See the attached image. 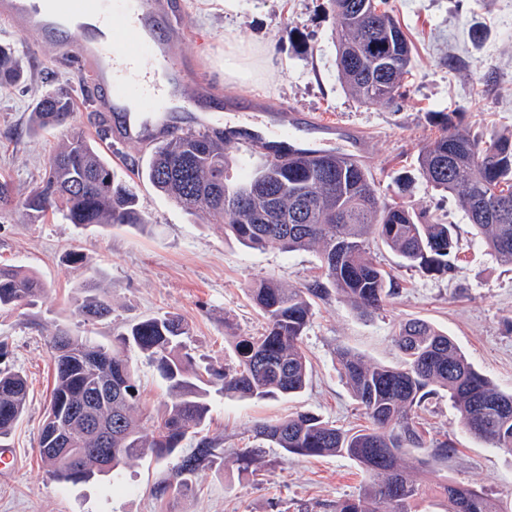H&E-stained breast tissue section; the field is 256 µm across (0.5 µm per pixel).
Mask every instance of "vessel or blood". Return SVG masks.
I'll list each match as a JSON object with an SVG mask.
<instances>
[{
	"label": "vessel or blood",
	"instance_id": "obj_1",
	"mask_svg": "<svg viewBox=\"0 0 512 512\" xmlns=\"http://www.w3.org/2000/svg\"><path fill=\"white\" fill-rule=\"evenodd\" d=\"M0 19L17 32L34 31L61 44L87 73L91 104L106 115L110 141L149 147L189 132L213 133L207 74L180 51L178 0H0ZM260 128L240 133L247 150L274 156L316 153L302 133L344 135L353 157H364L356 128L319 120L284 104L269 112L253 101Z\"/></svg>",
	"mask_w": 512,
	"mask_h": 512
}]
</instances>
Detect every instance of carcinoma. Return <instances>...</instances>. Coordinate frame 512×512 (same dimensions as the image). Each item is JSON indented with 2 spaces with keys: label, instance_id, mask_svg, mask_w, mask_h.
Masks as SVG:
<instances>
[{
  "label": "carcinoma",
  "instance_id": "carcinoma-1",
  "mask_svg": "<svg viewBox=\"0 0 512 512\" xmlns=\"http://www.w3.org/2000/svg\"><path fill=\"white\" fill-rule=\"evenodd\" d=\"M338 20L336 66L351 93L362 103L392 102L401 96L411 51L387 9L388 0H328ZM395 65L386 77L374 73L377 60ZM25 78L22 60L0 45V87ZM74 112L68 93L40 98L30 122L34 128L59 127ZM437 134L424 147L418 164L434 189L453 195L487 248L512 265V130L483 140L454 122L432 115ZM51 159L39 186L23 201L12 184L0 182V212L22 206L32 222L60 212L71 224L114 226L142 224L136 193L116 179L112 165L82 132L71 130ZM160 192L190 214L206 212L245 246L275 243L288 252L318 249L330 288H286L274 279L250 288L266 319L264 332L234 344L237 364L210 377L196 370L187 352L188 325L167 313L130 323L120 333V349L93 345L64 331L50 337L54 384L39 435V450L49 476L76 482L95 474L115 473L125 460L149 451L177 459L175 476L193 473L210 456L211 443L198 442L190 455L182 443L204 423L210 411L209 387L227 399H265L302 391L310 368L299 342L313 316L310 297L334 290L365 314L374 313L396 294L389 274L368 250L377 237L410 268L426 273L455 270L456 226L431 222L404 204L387 205L371 176L341 155L262 159L249 177L229 175L224 135H185L161 143L143 172ZM44 288L18 266H0V310L31 305ZM87 295L76 313L87 322L112 314L110 301L84 284ZM403 355L399 365L372 363L348 351L338 354L339 370L361 405L369 425L354 432L308 412L260 422L256 436L289 455L344 456L365 473L360 492L330 505L331 512H418L425 488L407 471L405 456L424 450L432 461L448 459L450 445L432 446L418 429L417 411L430 396L445 391L463 429L512 455V393L501 391L467 360L447 333L423 320L403 324L394 338ZM137 350L166 382L170 403L145 437L134 411L140 387L126 348ZM112 382V464L96 455L99 442L75 425L67 434L73 448L86 452L78 464L51 452L60 447L51 411L62 399L85 408L99 382ZM24 375L0 368V440L11 434L27 405ZM443 512H504L487 490L446 482L440 486Z\"/></svg>",
  "mask_w": 512,
  "mask_h": 512
}]
</instances>
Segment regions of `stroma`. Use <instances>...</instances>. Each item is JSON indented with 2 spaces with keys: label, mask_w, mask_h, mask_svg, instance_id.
<instances>
[{
  "label": "stroma",
  "mask_w": 512,
  "mask_h": 512,
  "mask_svg": "<svg viewBox=\"0 0 512 512\" xmlns=\"http://www.w3.org/2000/svg\"><path fill=\"white\" fill-rule=\"evenodd\" d=\"M412 54L403 97L391 104L365 105L347 92L336 67L338 20L327 0H183L181 21L188 34L186 57L210 77L221 101L222 125H247L246 103L263 98L268 107L287 101L302 111L362 129L368 137L366 168L385 200L396 181L412 179L400 196L415 210L456 225L457 269L427 274L402 267L380 240L369 243L373 258L390 272L399 293L380 311L366 315L336 293L313 298V316L301 348L311 377L299 394L264 400H227L211 395V412L200 438L214 455L186 485H179L168 459L144 455L127 460L119 479L101 476L60 484L42 468L38 435L53 387L48 341L59 331L111 346L127 324L174 313L191 328L190 346L201 365L232 369L236 337L259 335L264 320L250 298L251 286L275 278L290 288H310L323 278L320 257L270 244L249 249L204 214H190L136 171L150 150L129 143L107 155L119 179L131 184L144 224L78 226L59 215L28 222L22 209L0 213V266L21 265L44 289L31 306L0 311V367L21 372L29 397L25 413L8 438L19 468L0 481V512H324L325 505L358 494L364 477L342 456L306 458L259 447L254 427L296 412H310L343 429L366 420L339 372L337 354L395 364L393 338L399 326L420 319L451 336L469 362L502 390H512V265L491 255L454 197L428 187L418 157L434 137L435 112L453 114L472 133L486 138L512 129V0H390ZM0 45L13 47L25 80L0 88V179L19 196L36 187L65 131L36 129L30 112L43 94L66 89L75 103L73 125L94 136L91 106L57 44L33 31L18 33L0 20ZM248 71L228 83L225 66ZM80 254L81 265L70 262ZM94 279L112 303L104 321L89 323L76 313L83 284ZM141 383L138 417L152 435L169 402L155 366L129 350ZM419 422L430 441L451 440L447 461L419 468L429 488L451 481L485 488L512 503V457L474 438L459 423L447 393L435 396ZM258 448L251 466L239 451Z\"/></svg>",
  "instance_id": "stroma-1"
}]
</instances>
